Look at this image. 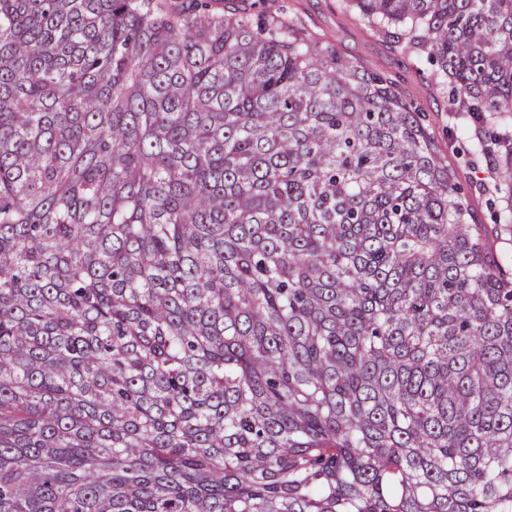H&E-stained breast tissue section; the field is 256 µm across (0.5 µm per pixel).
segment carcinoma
<instances>
[{"label":"carcinoma","mask_w":512,"mask_h":512,"mask_svg":"<svg viewBox=\"0 0 512 512\" xmlns=\"http://www.w3.org/2000/svg\"><path fill=\"white\" fill-rule=\"evenodd\" d=\"M512 202V0H345ZM298 19L0 0V512H512V214Z\"/></svg>","instance_id":"1"}]
</instances>
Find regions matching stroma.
Returning a JSON list of instances; mask_svg holds the SVG:
<instances>
[{"instance_id":"1","label":"stroma","mask_w":512,"mask_h":512,"mask_svg":"<svg viewBox=\"0 0 512 512\" xmlns=\"http://www.w3.org/2000/svg\"><path fill=\"white\" fill-rule=\"evenodd\" d=\"M250 14L272 10L298 17L313 32L325 35L347 54L360 58L372 70L397 80L412 102L426 115L425 123L450 164L458 166L464 197L477 223H498L506 203L489 199L477 185L487 176L486 164L469 126L448 117V86H435V68L426 58L402 53L373 40L360 24L348 20L341 0H236Z\"/></svg>"}]
</instances>
